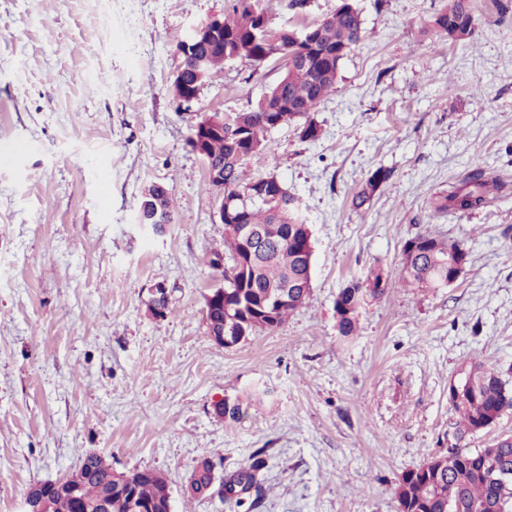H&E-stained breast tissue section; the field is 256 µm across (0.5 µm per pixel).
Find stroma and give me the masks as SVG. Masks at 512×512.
<instances>
[{"mask_svg": "<svg viewBox=\"0 0 512 512\" xmlns=\"http://www.w3.org/2000/svg\"><path fill=\"white\" fill-rule=\"evenodd\" d=\"M447 2L356 0L365 37L313 112L322 138L269 133L249 172L298 198L312 295L224 349L203 313L221 279L219 192L187 140L200 113L253 106L279 62L226 63L186 107L169 92L176 45L228 0H0V512H25L34 485L91 452L161 473L172 512H399L402 474L448 452L464 366L481 361L512 391V0H471L466 41L429 26ZM338 4L268 0L295 28ZM381 167L390 178L353 210ZM475 170L504 190L437 212L436 195ZM151 183L168 189L172 223H138ZM426 232L464 241L470 259L455 283L418 292L399 283L401 250ZM374 267L388 290L341 336L336 297ZM255 390L263 401L238 421L216 420L215 400ZM260 449V489L184 496L202 459L229 479Z\"/></svg>", "mask_w": 512, "mask_h": 512, "instance_id": "stroma-1", "label": "stroma"}]
</instances>
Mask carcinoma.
Segmentation results:
<instances>
[{"label": "carcinoma", "mask_w": 512, "mask_h": 512, "mask_svg": "<svg viewBox=\"0 0 512 512\" xmlns=\"http://www.w3.org/2000/svg\"><path fill=\"white\" fill-rule=\"evenodd\" d=\"M459 19L473 23L470 0H452L433 16L431 25L453 40H463L472 35L473 29L448 34V28L457 27ZM324 24L322 41L309 49L312 67L288 71L286 84L281 88L275 83L269 86L250 109L219 115L224 127L211 134L201 155L205 167L224 171V249L213 251L209 260L213 268L224 260V299L212 301L209 318L224 323L227 337L239 334L247 338L258 331L273 330L305 306L311 296L309 268L314 243L297 198L273 175H249L248 164L255 157L271 154L268 134L272 130L298 120L303 121V140L320 139L322 130L311 118V111L336 92L340 63L364 34L360 12L349 0H343ZM296 34L295 29L275 23L261 0H229L224 14V53H217L211 44L202 46L197 54L207 61L201 68L189 57L182 59L183 71L170 84L173 98L181 105L187 103L192 85H204L209 74L232 60L246 61L254 67L264 65L269 39L278 38L289 48L297 44ZM290 103L299 104L304 111H285ZM389 176L390 172L381 168L372 173L354 193L352 206L362 208ZM501 188L502 184L476 171L438 195L436 209L472 211ZM138 214L144 224L172 223L168 190L155 183L142 191ZM447 258L448 239L434 233L418 234L402 247L400 281L421 290L436 288L437 272ZM293 283L299 287L292 301L270 309L272 298ZM387 288L388 279L380 269L370 270L363 279H351L335 303L340 335H357L364 305L370 299L381 298ZM505 391V384L495 372L480 362L470 363L468 393L452 403L460 417L457 443L448 447L447 455L402 475L396 487L400 512H512V437H501L490 447L474 451L458 445L465 437L485 431L483 420L499 409ZM213 415L219 421L239 420L241 400L225 398L224 407ZM263 454L262 450L256 451L235 482L224 484L225 492L233 491L236 483L256 484L257 475L267 468ZM111 477L112 464L103 456L92 455L79 475L80 501L59 495L54 512H80L78 503L95 500ZM166 488L162 475L145 469L136 487V499L121 503L115 512H142L141 507L147 504L153 505L154 512H165Z\"/></svg>", "instance_id": "cac0c4a2"}]
</instances>
